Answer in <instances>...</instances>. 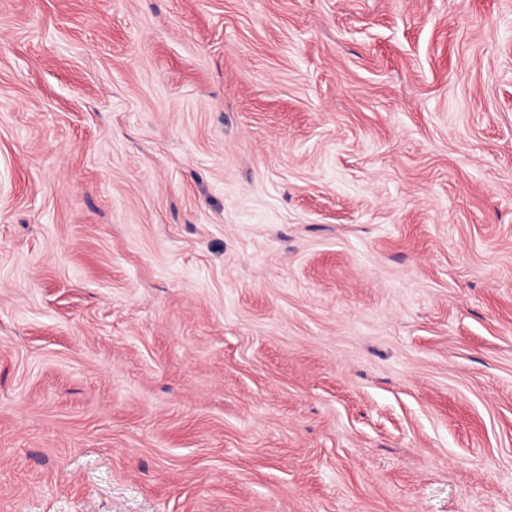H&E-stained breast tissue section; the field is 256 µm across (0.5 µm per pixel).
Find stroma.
<instances>
[{
    "mask_svg": "<svg viewBox=\"0 0 512 512\" xmlns=\"http://www.w3.org/2000/svg\"><path fill=\"white\" fill-rule=\"evenodd\" d=\"M0 512H512V0H0Z\"/></svg>",
    "mask_w": 512,
    "mask_h": 512,
    "instance_id": "1",
    "label": "stroma"
}]
</instances>
